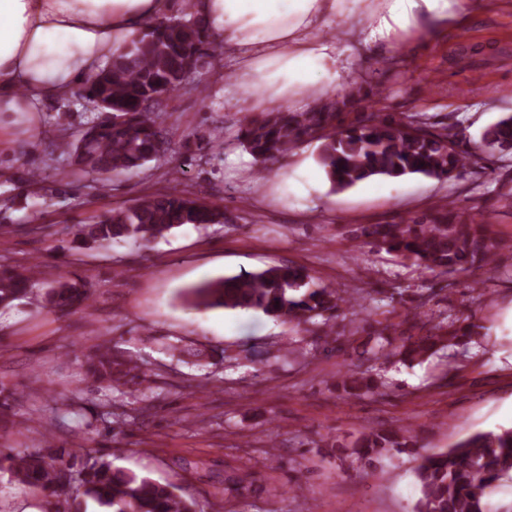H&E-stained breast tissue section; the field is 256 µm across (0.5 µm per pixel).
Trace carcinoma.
I'll return each mask as SVG.
<instances>
[{
	"mask_svg": "<svg viewBox=\"0 0 512 512\" xmlns=\"http://www.w3.org/2000/svg\"><path fill=\"white\" fill-rule=\"evenodd\" d=\"M208 30L191 15L168 17L144 30L127 54L112 61L93 79L80 83L73 95L88 104H102L110 116L93 121L73 143L72 163L80 171L109 179L143 166L167 150L164 101L192 89L188 77L205 57L219 54ZM318 137V163L332 189L350 188L375 176L397 179L423 174L437 179L458 176L470 152L460 149L448 130L408 132V124L377 112H363L347 120L334 109L316 112H262L240 131V140L261 164L284 157L300 142ZM476 149L493 156L512 153V114L504 115L480 134ZM224 223V209L198 198L173 192L153 193L121 210L94 216L78 225L72 243L92 249L118 240L148 246L186 224ZM363 244L414 260L423 272L453 275L476 264L493 263V245L477 215L469 223L413 219L406 224H368L359 228ZM53 311L89 307V295L76 274L60 270L50 279L38 266H0V307L27 298L35 287ZM206 308L251 310L288 321L310 323L344 306L349 298L336 289L312 282L306 269L272 265L200 284L189 291ZM474 326L456 320L428 326L414 321L408 334L384 339L373 356L399 358L409 365L445 347L472 341ZM96 379L126 386L135 382L123 363L102 344L86 358ZM349 397L378 393L377 381L344 364L338 370ZM348 467L360 469L373 460L410 447L401 429L365 428L338 444ZM0 468L21 485L57 498L62 512H80L81 500H92L106 512H198L197 502L173 483L112 466L103 455L88 453L78 465L43 448L0 451ZM419 497L413 512H512V500L496 504L488 496L503 480H512V428L474 433L450 448L420 455L415 469Z\"/></svg>",
	"mask_w": 512,
	"mask_h": 512,
	"instance_id": "cac0c4a2",
	"label": "carcinoma"
}]
</instances>
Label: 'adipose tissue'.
Returning <instances> with one entry per match:
<instances>
[{
    "label": "adipose tissue",
    "instance_id": "1",
    "mask_svg": "<svg viewBox=\"0 0 512 512\" xmlns=\"http://www.w3.org/2000/svg\"><path fill=\"white\" fill-rule=\"evenodd\" d=\"M472 0H193L224 47L233 80L224 104L253 116L317 111L353 59L326 38L335 29L366 47L395 51L461 30ZM171 0H0V116L42 111L71 97L126 53ZM263 87L258 98L244 89Z\"/></svg>",
    "mask_w": 512,
    "mask_h": 512
}]
</instances>
